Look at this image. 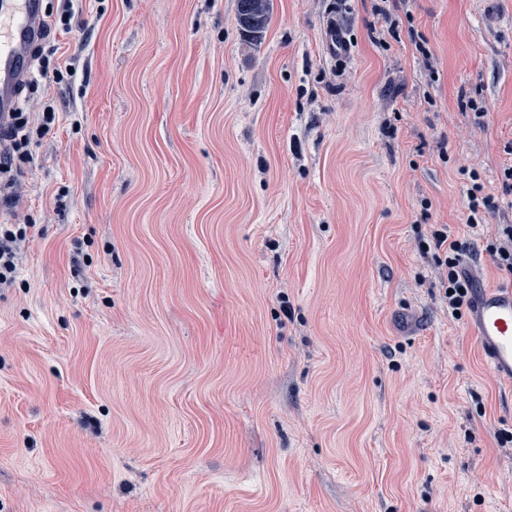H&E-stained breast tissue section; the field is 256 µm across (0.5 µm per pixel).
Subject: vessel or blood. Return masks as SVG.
I'll return each mask as SVG.
<instances>
[{"label":"vessel or blood","instance_id":"b4317fda","mask_svg":"<svg viewBox=\"0 0 512 512\" xmlns=\"http://www.w3.org/2000/svg\"><path fill=\"white\" fill-rule=\"evenodd\" d=\"M45 30L41 0H0V125L18 108L31 50ZM469 332L488 368L512 380V287L476 288Z\"/></svg>","mask_w":512,"mask_h":512}]
</instances>
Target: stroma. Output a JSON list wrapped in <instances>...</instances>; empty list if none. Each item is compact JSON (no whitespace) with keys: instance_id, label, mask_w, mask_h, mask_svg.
<instances>
[{"instance_id":"stroma-1","label":"stroma","mask_w":512,"mask_h":512,"mask_svg":"<svg viewBox=\"0 0 512 512\" xmlns=\"http://www.w3.org/2000/svg\"><path fill=\"white\" fill-rule=\"evenodd\" d=\"M64 6L20 92L60 120L0 175L42 230L0 288V512H512V382L417 247L512 286V0H272L258 42L237 0ZM482 186L474 185L468 192V225L473 228H479L483 224H478L477 215L480 213L482 208L485 211H493L498 208L497 203L494 201V197L487 195L482 196ZM480 194V195H478ZM418 247L426 252L433 249L436 266L447 271L442 288H445V297L452 315L461 319L465 310L471 307V292L474 288L473 279L461 268L462 244L457 241L448 243V229L441 225L439 229L431 231L429 239L419 238ZM460 288H463V292H460ZM485 242V251L497 269L512 278V224L496 225Z\"/></svg>"}]
</instances>
